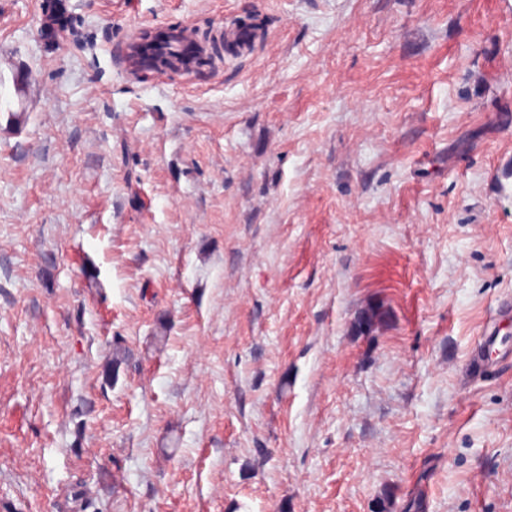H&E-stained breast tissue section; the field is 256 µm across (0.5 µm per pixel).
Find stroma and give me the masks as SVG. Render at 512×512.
I'll list each match as a JSON object with an SVG mask.
<instances>
[{
  "instance_id": "obj_1",
  "label": "stroma",
  "mask_w": 512,
  "mask_h": 512,
  "mask_svg": "<svg viewBox=\"0 0 512 512\" xmlns=\"http://www.w3.org/2000/svg\"><path fill=\"white\" fill-rule=\"evenodd\" d=\"M0 74V512H512V0H0ZM180 27L157 28L155 31L160 34V40L157 44L150 47L144 46L139 40L127 39L125 43V57L129 66L131 68L149 69L157 54L161 52L168 53L169 49L174 47V53L181 55L189 68H194L198 58L201 56L202 50L190 37L189 28L187 26Z\"/></svg>"
}]
</instances>
